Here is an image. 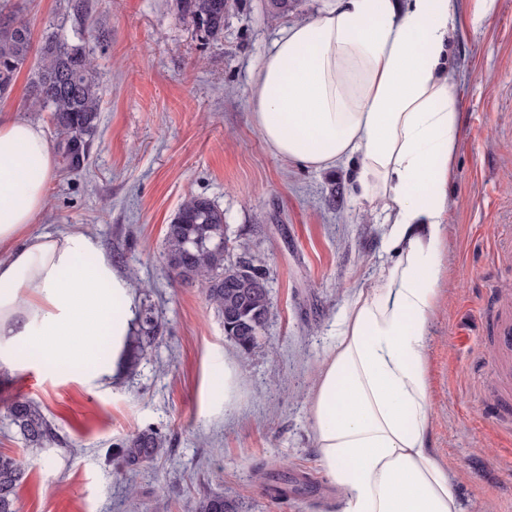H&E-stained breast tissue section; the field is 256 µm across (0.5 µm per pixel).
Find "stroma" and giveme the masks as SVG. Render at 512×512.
Wrapping results in <instances>:
<instances>
[{"label": "stroma", "mask_w": 512, "mask_h": 512, "mask_svg": "<svg viewBox=\"0 0 512 512\" xmlns=\"http://www.w3.org/2000/svg\"><path fill=\"white\" fill-rule=\"evenodd\" d=\"M69 0H0L42 43L73 26ZM82 28L102 93L98 132L83 168L55 165L48 207L32 232L85 229L136 295L162 317L158 342L114 381L0 374V452L26 468L19 512H167L220 494L237 512H322L334 493L318 464L307 398L325 350L357 288L393 253L384 216L352 183L355 164L317 171L284 159L253 124L248 101L277 24L267 0H229L224 35L197 37L174 0H87ZM463 31L448 41L459 135L448 261L428 340L433 411L428 446L460 471L464 512H512L511 389L495 365L497 330L512 319V0H462ZM29 68L0 97L1 112L55 129L29 105ZM223 209L229 258L260 256L269 289L263 336L241 356L199 284L175 280L166 227L185 197ZM237 360L238 400L211 385ZM16 399L41 405L57 438L28 447L6 418ZM165 439L158 458L116 471L114 448L138 430Z\"/></svg>", "instance_id": "1"}]
</instances>
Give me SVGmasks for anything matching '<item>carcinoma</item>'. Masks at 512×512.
I'll list each match as a JSON object with an SVG mask.
<instances>
[{
	"mask_svg": "<svg viewBox=\"0 0 512 512\" xmlns=\"http://www.w3.org/2000/svg\"><path fill=\"white\" fill-rule=\"evenodd\" d=\"M225 4L226 0H175L178 14L204 41H216L224 35ZM296 6L297 0H268V17L273 21L286 17ZM32 51V32L26 20L0 24V96L11 89ZM29 89L32 104L51 113L65 165L79 168L87 157L89 140L97 132L102 101L82 29H74L71 38L53 35L43 41ZM227 230L223 210L206 197L190 196L167 226L164 253L176 278L202 286L224 320L226 337L238 335L243 326L254 327V336L237 343L247 354L267 323L268 290L262 261L244 244L239 250L250 254L251 273L246 277L234 273V262L220 246ZM136 322L135 357L152 346L162 329V319L149 305L139 309ZM7 409L11 424L28 445L41 448L53 439L51 423L38 404L15 400ZM164 447L165 439L155 429L138 431L120 446L115 465L123 468L152 461ZM23 475L19 460L0 454V512H17V489ZM188 512H235V506L222 495H206L191 503Z\"/></svg>",
	"mask_w": 512,
	"mask_h": 512,
	"instance_id": "1",
	"label": "carcinoma"
}]
</instances>
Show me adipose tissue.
Listing matches in <instances>:
<instances>
[{"label":"adipose tissue","instance_id":"adipose-tissue-1","mask_svg":"<svg viewBox=\"0 0 512 512\" xmlns=\"http://www.w3.org/2000/svg\"><path fill=\"white\" fill-rule=\"evenodd\" d=\"M453 0H333L284 25L249 100L277 155L316 170L357 160L397 259L351 296L309 395L340 512H460L458 472L427 446V340L438 308L457 143ZM55 171L40 123L0 113V372L119 377L134 292L92 234L32 233ZM110 359L102 357L103 341Z\"/></svg>","mask_w":512,"mask_h":512}]
</instances>
